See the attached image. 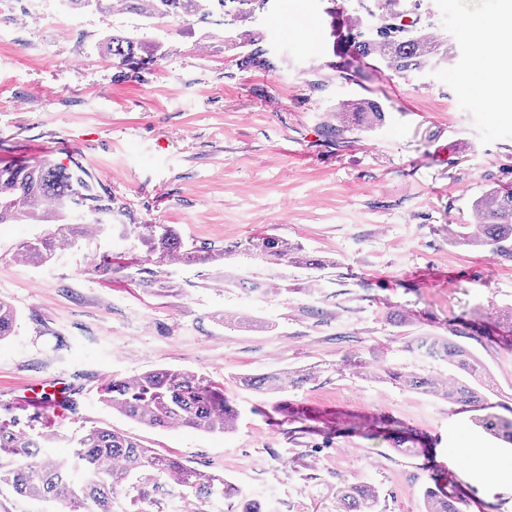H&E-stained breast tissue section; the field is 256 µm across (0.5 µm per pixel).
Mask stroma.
Wrapping results in <instances>:
<instances>
[{
    "label": "stroma",
    "mask_w": 512,
    "mask_h": 512,
    "mask_svg": "<svg viewBox=\"0 0 512 512\" xmlns=\"http://www.w3.org/2000/svg\"><path fill=\"white\" fill-rule=\"evenodd\" d=\"M357 0H268L236 30L260 38L274 67L242 64L226 48L222 9L171 25L123 8L74 10L63 0H0V165L47 160L82 168L122 223L171 224L191 243L229 246L274 233L324 269L242 254L152 268L137 241L112 231L59 248L44 264L18 245L42 224H0V299L20 317L0 341V418L72 438L99 427L231 479L277 512H341L339 489L375 487L374 512H423L438 480L464 512H512V444L478 427L473 412L375 374L385 368L449 377L422 358L419 336L461 332L494 384L488 401L512 415V343L500 312L512 308V260L452 244L477 222L474 202L512 189V100L481 105L484 53L472 20L496 0H402L400 21L422 22L456 47L450 64L401 77L339 52L327 29ZM114 34L145 40L134 66L107 58ZM373 100V130H339L337 109ZM170 277L157 296L139 271ZM272 288L257 297L244 281ZM172 367L220 384L239 413L235 430L206 434L139 424L102 402L109 380ZM320 368L284 393L239 388L241 375ZM61 410L34 419L32 390ZM425 434L430 453L399 452L391 429ZM480 445L489 461L454 457ZM147 512H236L172 483L149 487Z\"/></svg>",
    "instance_id": "stroma-1"
}]
</instances>
